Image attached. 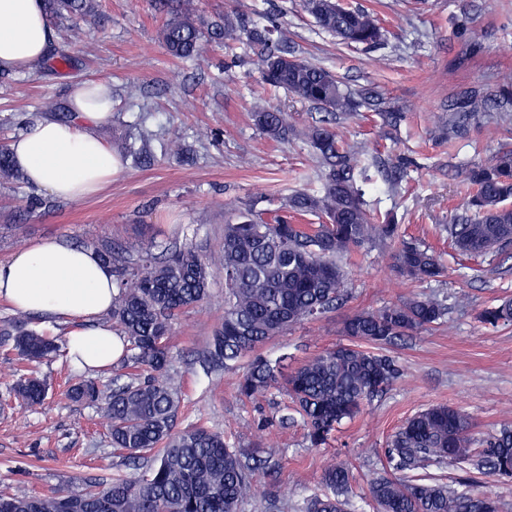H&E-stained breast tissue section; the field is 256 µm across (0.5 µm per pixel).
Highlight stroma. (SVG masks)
Instances as JSON below:
<instances>
[{"label":"stroma","mask_w":512,"mask_h":512,"mask_svg":"<svg viewBox=\"0 0 512 512\" xmlns=\"http://www.w3.org/2000/svg\"><path fill=\"white\" fill-rule=\"evenodd\" d=\"M375 13L387 30L373 49L341 43L300 10L297 0H199L204 23L237 11L246 26L277 16L296 56L336 74L353 93L383 100V113L368 109L337 116L336 130L363 147L370 180L365 200L373 214H390L394 240L378 239L340 258L347 301L319 319L293 326L262 348L270 359L287 356L297 367L323 349L350 344L345 321L410 297H430L447 308L444 318L411 333L382 352L402 375L365 401L361 413L342 422L328 443L311 447L301 415L281 423L289 398L272 390L252 401L240 396L241 368L205 374L201 359L224 316V273L214 270L211 296L185 310L173 324L170 352L186 400L185 421L224 433L242 448L272 449L276 474L263 479L239 512H298L322 492L332 463L350 468L348 512H380L368 487L387 469L384 450L397 428L416 412L445 404L471 418L473 447L502 428H512V325L491 328L482 309L512 300V249L477 260L455 257L449 224L472 193L462 169L512 147V107L489 105L457 120L464 91L487 93L512 76V0H347ZM102 20L76 19L53 31L67 44L73 67L0 74V145L38 120H66L70 88L107 76L112 118L98 135L125 152L131 131L149 139L151 161H127L104 191L68 202L26 180L0 179V260L54 237L72 246L95 239L135 253L148 240L219 250L224 224L248 207H280L296 191H319L324 166L299 135L268 138L255 126V104L292 113L296 128L324 117L319 106L259 83L257 54L245 34L215 45L198 59L179 60L158 41L162 24L151 0H99ZM57 104L48 112L45 102ZM402 115L392 123L389 111ZM182 154L168 151L171 142ZM416 241L442 256L445 276L430 282L401 277L392 256L401 241ZM18 364L10 344L0 343V491L27 496L75 477L106 479L120 473L107 430L94 408L65 392L90 376L111 385L119 363L85 371L67 355L38 371L49 390L42 405L5 402Z\"/></svg>","instance_id":"1"}]
</instances>
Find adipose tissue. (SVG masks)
Wrapping results in <instances>:
<instances>
[{
  "label": "adipose tissue",
  "mask_w": 512,
  "mask_h": 512,
  "mask_svg": "<svg viewBox=\"0 0 512 512\" xmlns=\"http://www.w3.org/2000/svg\"><path fill=\"white\" fill-rule=\"evenodd\" d=\"M51 41L44 0H0V71L36 70ZM69 107L74 120H41L8 149L31 185L78 202L104 190L123 167L120 156L96 133L112 114L111 79L76 84ZM115 283L111 265L93 250L54 238L0 261V300L26 313L80 319V326L67 335L66 351L82 367L109 366L123 352L122 340L100 322L112 308Z\"/></svg>",
  "instance_id": "1"
}]
</instances>
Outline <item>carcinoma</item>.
<instances>
[{
  "mask_svg": "<svg viewBox=\"0 0 512 512\" xmlns=\"http://www.w3.org/2000/svg\"><path fill=\"white\" fill-rule=\"evenodd\" d=\"M51 24L73 17L98 18L96 0H45ZM301 8L322 30L341 40L375 47L385 37L378 19L367 11H336L331 0H300ZM163 14L159 30L165 52L176 59L202 55L211 43H223L235 31L231 16L224 24L205 28L197 0H155ZM258 48L261 82L334 115L372 105L370 96L354 97L337 76L286 47L288 37L277 25L246 31ZM490 100L512 101V84L498 93L472 94L464 102L479 112ZM255 124L270 139L283 141L292 129L290 114L257 107ZM304 136L326 166L323 189L298 191L284 208L253 212L224 225L221 249L209 255L193 246H172L157 255L149 242L134 258L114 245L89 241L117 272L112 297V323L126 347L120 359L127 382L103 395L88 379L70 390L76 402L98 405L110 431L114 453L134 469L102 482L75 478L30 496L0 494V512H237L253 495L260 473L275 467L263 448H238L224 434L201 425L179 426L182 385L171 374L169 337L174 318L209 297L214 268L224 271V317L212 336L206 366L219 370L246 360L238 391L261 400L278 384L302 415L311 445L327 443L336 426L353 419L364 400L384 390L399 376L396 362L357 345H340L317 354L288 374L281 361H272L262 346L296 324L314 319L344 297L345 277L337 258L376 239H395L398 225L366 208L362 175L363 152L340 140L330 120L307 128ZM0 178L16 179L8 148L0 147ZM466 181L475 192L461 206L448 238L456 252L476 257L512 244V150H501L489 162L471 167ZM324 218L321 224H292L302 216ZM396 271L417 282L443 276L445 266L434 250L401 242L393 255ZM445 307L436 299L409 298L379 310L361 311L344 324L353 340L384 346L394 339L438 322ZM26 314L0 329L12 342L20 363L12 387L14 397L28 406L41 404L48 394L45 379L29 365L58 353L56 339L27 330ZM482 323L496 327L512 322V300L480 312ZM471 422L464 412L434 405L408 418L384 450L390 471L371 479L369 492L382 512H499L490 491H461L432 478L407 479L398 473L452 463L462 471L512 478V429L504 428L475 453ZM326 491L307 499L304 512H345L349 469L327 468Z\"/></svg>",
  "mask_w": 512,
  "mask_h": 512,
  "instance_id": "carcinoma-1",
  "label": "carcinoma"
}]
</instances>
